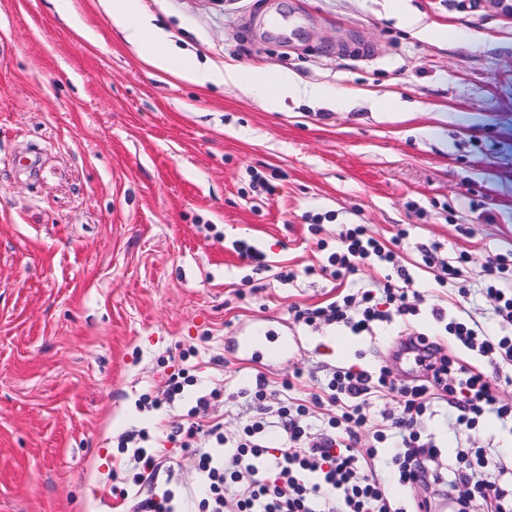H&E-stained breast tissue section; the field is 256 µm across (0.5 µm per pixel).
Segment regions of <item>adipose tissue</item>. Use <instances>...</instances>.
Segmentation results:
<instances>
[{"mask_svg": "<svg viewBox=\"0 0 512 512\" xmlns=\"http://www.w3.org/2000/svg\"><path fill=\"white\" fill-rule=\"evenodd\" d=\"M112 23L123 38L155 69L178 75L194 83L239 81L260 89L269 110H279L286 98L303 94L319 96L318 88H306L289 73L265 75L247 72H219L201 67L194 60L176 55L164 32L151 18L141 14L139 0H112Z\"/></svg>", "mask_w": 512, "mask_h": 512, "instance_id": "obj_1", "label": "adipose tissue"}]
</instances>
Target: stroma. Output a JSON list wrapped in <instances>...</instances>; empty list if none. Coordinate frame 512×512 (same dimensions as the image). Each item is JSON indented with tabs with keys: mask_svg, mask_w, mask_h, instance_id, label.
<instances>
[{
	"mask_svg": "<svg viewBox=\"0 0 512 512\" xmlns=\"http://www.w3.org/2000/svg\"><path fill=\"white\" fill-rule=\"evenodd\" d=\"M139 4L203 66L286 71L327 96L271 112L251 87L154 69L116 33L108 0H72L68 20L52 0H0V512H119L130 482L117 444L131 429L149 431L179 487L196 488L172 413L139 406L186 364L197 383L176 412L219 390L211 413L229 437L245 419L238 393L259 373H301V397L339 366L424 379L426 365L395 350L405 330L453 350L428 309L373 336L291 325L293 306L336 294L304 273L322 261L310 216L323 215L328 240L344 224L382 240L407 225L418 287L447 309L453 296L415 246L467 252V307L499 331L478 293L488 258L512 253V17L494 0H405L420 27L470 36L448 45L403 26L389 0ZM336 94L353 107L336 110ZM372 98L403 109L370 111ZM473 110L478 123L456 122ZM436 124L447 149L421 134ZM255 171L272 192L254 188ZM237 240L298 280L245 288ZM287 324L296 343L281 362L243 360L242 330ZM421 431L440 468L456 447L488 444L512 470V432L499 424L460 433L442 403Z\"/></svg>",
	"mask_w": 512,
	"mask_h": 512,
	"instance_id": "obj_1",
	"label": "stroma"
}]
</instances>
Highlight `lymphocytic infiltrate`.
<instances>
[{"label":"lymphocytic infiltrate","instance_id":"f902f5d3","mask_svg":"<svg viewBox=\"0 0 512 512\" xmlns=\"http://www.w3.org/2000/svg\"><path fill=\"white\" fill-rule=\"evenodd\" d=\"M309 229L318 236V249L326 253L319 267L322 277L345 282L365 266L375 267L379 276L370 287L339 293L325 305L294 307V322L313 328L336 324L353 334L369 335L396 318L417 315L422 295L401 253L409 235L406 228H398L383 242L366 225L347 224L332 249L320 237L322 224L310 223ZM438 251L435 244L421 246L425 267L432 269L438 287L465 296L468 254L442 259ZM485 272L483 292L494 304L499 334H487L465 305H457L451 316L443 307L430 308L448 334L484 358V365L443 356L430 363L428 379L416 384L396 382L384 366L373 371L339 367L318 391L304 398L292 394L295 376L275 387L260 374L254 386L241 393L252 416L238 437L227 439L219 420L173 425L172 435L180 437L182 447L191 450L197 460L206 492L200 512H404L377 471L376 446L390 438L395 446L389 464L402 485L430 480L455 487L456 495L449 498L453 512H470L476 497L490 512H512V496L500 486L501 473L490 471L487 449H456L454 462L444 474L435 466L437 446L423 440L418 428L436 402L453 408L454 419L464 432L476 429L489 415L502 425H512V401L499 394L502 385L512 383V256L489 258ZM386 394L395 397L396 409L387 428L377 430L372 408L376 398ZM314 405L326 411L327 420L319 429L309 420ZM271 427L281 433L276 448L265 437ZM368 430L375 444L357 452L360 437ZM147 439V433L138 430L120 441L121 447L133 449L124 465L136 486L124 498L125 512H178L172 492L159 484L160 453L144 448Z\"/></svg>","mask_w":512,"mask_h":512}]
</instances>
